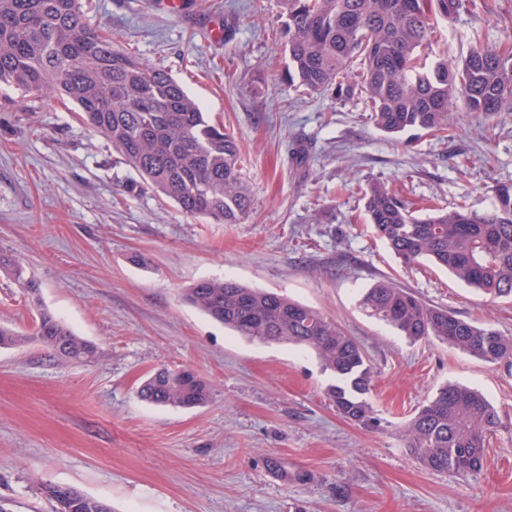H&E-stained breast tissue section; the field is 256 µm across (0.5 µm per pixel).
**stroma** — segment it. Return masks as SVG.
Masks as SVG:
<instances>
[{
	"label": "stroma",
	"mask_w": 512,
	"mask_h": 512,
	"mask_svg": "<svg viewBox=\"0 0 512 512\" xmlns=\"http://www.w3.org/2000/svg\"><path fill=\"white\" fill-rule=\"evenodd\" d=\"M87 22L180 80L244 154V223L184 213L144 183L70 101L0 88V325L29 335L44 306L94 342L96 362L37 342L0 348V512H54L39 487L69 485L112 512H512V362L490 364L430 337L410 342L359 305L385 276L457 318L512 336V299L446 270L403 267L365 222L380 182L413 209L437 197L488 207L512 184V111L458 109L454 134L376 129L360 94H306L288 63L279 0H82ZM439 20L430 59L466 55L473 31L512 37V0ZM226 278L337 320L373 370L381 425L337 414L315 353L235 335L183 296ZM213 388L195 408L142 400L154 371ZM480 391L501 424L481 470L423 468L402 429L446 384ZM277 459L287 480L268 475Z\"/></svg>",
	"instance_id": "obj_1"
}]
</instances>
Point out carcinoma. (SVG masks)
Segmentation results:
<instances>
[{
	"instance_id": "cac0c4a2",
	"label": "carcinoma",
	"mask_w": 512,
	"mask_h": 512,
	"mask_svg": "<svg viewBox=\"0 0 512 512\" xmlns=\"http://www.w3.org/2000/svg\"><path fill=\"white\" fill-rule=\"evenodd\" d=\"M286 15L288 82L306 92L348 97L358 90L370 120L400 135L425 131L450 136L456 103L486 115L512 108V41L474 33L467 55L427 65L431 17L454 19L473 0H280ZM74 102L152 187L187 214L241 224L251 212L236 137L167 71L118 48L88 24L82 0H0V86ZM366 222L405 266L423 261L492 298H512V186L495 188L494 202L475 209L463 200L434 201L421 216L377 182L363 193ZM186 299L238 335L315 351L335 382L326 394L343 418L366 427L379 419L366 398L372 369L361 345L338 322L276 292L232 280L206 279ZM360 306L410 341L436 337L487 363L512 359V337L490 324L466 321L432 305L390 278L365 289ZM31 340L64 360L91 362L92 342L46 309L35 332L0 326V348ZM140 397L152 404L192 408L211 389L192 371L161 369L144 380ZM499 426L494 406L458 384L441 387L414 415L407 448L426 469L468 474L479 470L488 437ZM42 494L59 512H111L101 500L59 484Z\"/></svg>"
}]
</instances>
